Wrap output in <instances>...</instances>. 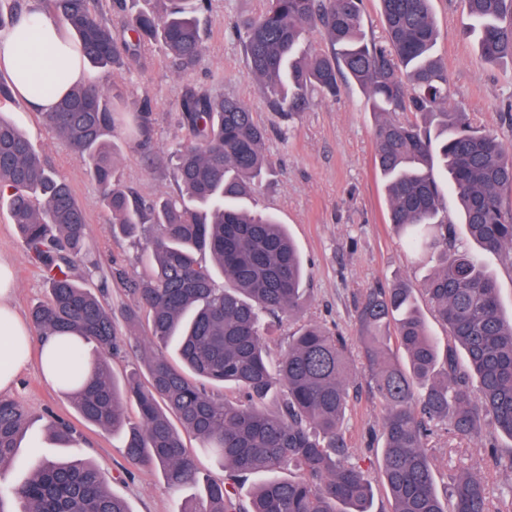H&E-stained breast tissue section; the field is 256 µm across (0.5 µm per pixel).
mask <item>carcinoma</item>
<instances>
[{
	"label": "carcinoma",
	"instance_id": "1",
	"mask_svg": "<svg viewBox=\"0 0 512 512\" xmlns=\"http://www.w3.org/2000/svg\"><path fill=\"white\" fill-rule=\"evenodd\" d=\"M92 2L45 0L92 67L110 73L153 44L183 74L198 65L204 51L198 14L206 0L134 8L124 21L130 40ZM379 2L384 34L376 38L364 31V0H265L264 11L243 23L248 74L284 122L308 110L314 96H336L341 78L366 94L377 117L375 165L390 223L408 247L435 256L423 294L447 329L441 349L404 284L368 289L357 308L365 378L384 409L381 480L392 512H491L480 470L460 472L442 495L429 452L443 432L479 442L512 471V451L502 456L482 434L488 422L512 439V320L504 318L496 280L459 238L443 198L451 194L468 235L512 267V145L451 103L448 69L435 54L432 0ZM461 3L480 57L512 63V0ZM25 10L24 0H0V30L16 25ZM312 29L322 33L325 48L306 47ZM178 115L193 143L170 152L174 189L153 200L122 186L112 143L115 129L127 124L136 147L153 155L149 100L131 101L115 85L108 90L87 81L42 116L96 180L112 234L144 239L152 258L150 274L130 284L127 314L130 323L148 314L150 332L137 340L145 372L120 381L105 361L122 346L101 300L108 277L94 292L73 274L80 264L99 269L86 242L85 210L18 124L0 114V202L30 257L55 268L47 299L31 312L33 328L40 339L78 336L96 353L89 362L83 348L67 353L64 393L83 421L121 438L128 461L160 473L173 489L198 490L179 512H369L372 486L351 461L343 429L357 377L346 337L307 322L289 337L277 366L266 360L269 320L296 316L306 302L303 261L285 226L239 205L269 171L266 130L242 101L194 85L185 87ZM206 253L224 286L198 260ZM395 345L406 364L396 362ZM228 386L242 399L227 400ZM272 392L281 394L273 414L263 408ZM129 402L135 422L126 415ZM27 420L18 402L0 397V467L21 447ZM47 430L61 447L80 437L64 419H50ZM188 437L198 448L187 445ZM199 449L224 470V480L202 470ZM286 469L297 475L259 484L247 504L237 499L240 478ZM7 497L19 509L6 510ZM0 512L132 510L99 466L34 451L29 477L0 490Z\"/></svg>",
	"mask_w": 512,
	"mask_h": 512
}]
</instances>
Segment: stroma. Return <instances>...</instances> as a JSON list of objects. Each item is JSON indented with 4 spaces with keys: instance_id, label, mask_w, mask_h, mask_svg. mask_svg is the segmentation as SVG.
<instances>
[{
    "instance_id": "1",
    "label": "stroma",
    "mask_w": 512,
    "mask_h": 512,
    "mask_svg": "<svg viewBox=\"0 0 512 512\" xmlns=\"http://www.w3.org/2000/svg\"><path fill=\"white\" fill-rule=\"evenodd\" d=\"M264 5V0H210L203 19V56L191 74L178 73L162 48L149 46L141 49L134 68L104 77L91 69L87 76L106 86L119 85L130 99H150L155 107L154 162H147L125 135L114 139L120 180L145 198L172 189L167 153L189 142L177 116L186 86L241 100L267 128L270 171L257 185L250 204L274 213L286 225L303 257L310 293L298 317L275 323L267 345L269 357L275 360L286 352L289 335L303 322H316L354 339L356 308L366 289L401 281L421 291L433 262L428 255L409 249L388 221L385 190L374 163L375 117L358 86L345 84L336 98L315 99L289 126L269 111L262 92L248 76L234 29L235 22L257 16ZM432 8L440 31L436 53L448 67L454 102L475 125L496 131L512 143V114L504 109L506 99L512 98V64L490 65L480 59L474 39L465 33L461 0H433ZM16 116L44 161L69 183L85 207L87 242L102 272L115 268L124 272V280L114 281L105 298L120 317L132 302L127 282L142 279L151 270L143 244L113 237L95 179L74 159L69 145L43 125L40 115L20 109ZM0 258L14 265L15 305L22 316H29L46 296L45 272L28 257L3 206ZM357 388L345 421L347 438L373 485L371 512H391L392 501L380 477L383 410L365 380H358ZM8 396L31 416L29 437H42L44 423L53 416L79 422L83 437L78 445L59 448L47 443L42 454L54 460L95 461L111 490L128 502L132 512H177L182 501L190 498V491L172 490L160 474L132 465L117 437L80 423L68 398L45 381L37 363L19 373ZM434 453L438 484L474 467L488 474L492 498H499L512 485V473L497 468L479 443L444 439Z\"/></svg>"
}]
</instances>
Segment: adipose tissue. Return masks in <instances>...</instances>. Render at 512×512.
Segmentation results:
<instances>
[{"instance_id":"adipose-tissue-1","label":"adipose tissue","mask_w":512,"mask_h":512,"mask_svg":"<svg viewBox=\"0 0 512 512\" xmlns=\"http://www.w3.org/2000/svg\"><path fill=\"white\" fill-rule=\"evenodd\" d=\"M0 70L30 112L53 111L69 87L83 83L85 63L70 31L36 0L22 24L0 31ZM13 269L0 260V393L9 392L19 372L37 360L48 383H55L50 360L59 353V339L35 341L27 321L13 305Z\"/></svg>"}]
</instances>
